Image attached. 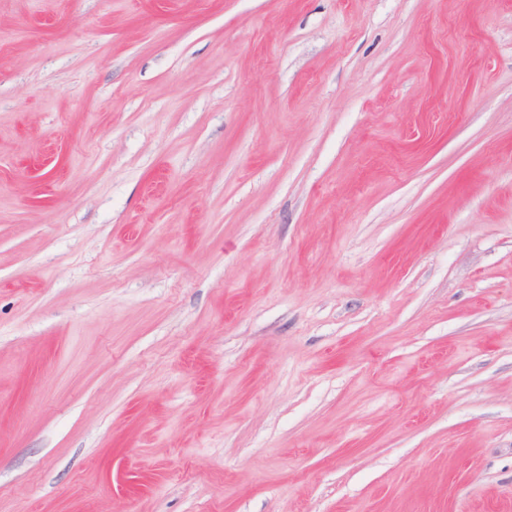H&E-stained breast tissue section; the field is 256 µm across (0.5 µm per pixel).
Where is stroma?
Here are the masks:
<instances>
[{
	"label": "stroma",
	"instance_id": "obj_1",
	"mask_svg": "<svg viewBox=\"0 0 512 512\" xmlns=\"http://www.w3.org/2000/svg\"><path fill=\"white\" fill-rule=\"evenodd\" d=\"M0 512H512V0H0Z\"/></svg>",
	"mask_w": 512,
	"mask_h": 512
}]
</instances>
